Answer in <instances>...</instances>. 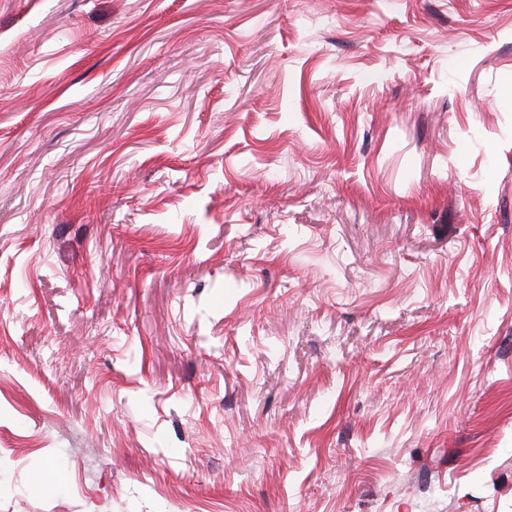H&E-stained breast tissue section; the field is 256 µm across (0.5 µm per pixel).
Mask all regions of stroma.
Here are the masks:
<instances>
[{
    "label": "stroma",
    "instance_id": "1",
    "mask_svg": "<svg viewBox=\"0 0 512 512\" xmlns=\"http://www.w3.org/2000/svg\"><path fill=\"white\" fill-rule=\"evenodd\" d=\"M0 512H512V0H0Z\"/></svg>",
    "mask_w": 512,
    "mask_h": 512
}]
</instances>
